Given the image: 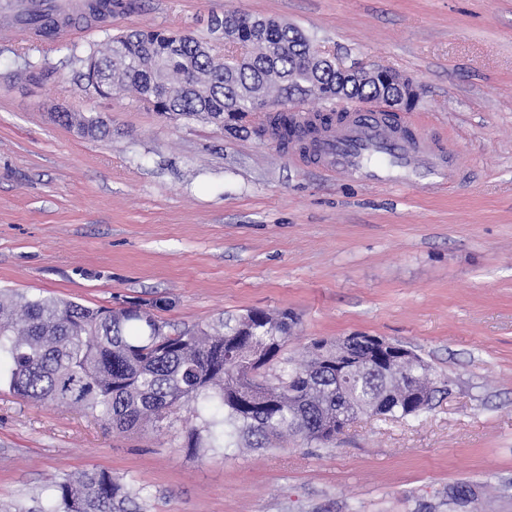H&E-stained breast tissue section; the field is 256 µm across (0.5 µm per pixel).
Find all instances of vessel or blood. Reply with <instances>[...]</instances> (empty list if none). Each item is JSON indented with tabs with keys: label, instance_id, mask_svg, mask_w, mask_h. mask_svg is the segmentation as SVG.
<instances>
[{
	"label": "vessel or blood",
	"instance_id": "1",
	"mask_svg": "<svg viewBox=\"0 0 512 512\" xmlns=\"http://www.w3.org/2000/svg\"><path fill=\"white\" fill-rule=\"evenodd\" d=\"M22 32L21 15L10 0H0V36ZM343 114V121L319 136L313 151L299 153V161H316L329 173L362 183L397 186L406 175L431 186L455 181L456 167L433 158L427 141L408 121L356 108L344 109Z\"/></svg>",
	"mask_w": 512,
	"mask_h": 512
}]
</instances>
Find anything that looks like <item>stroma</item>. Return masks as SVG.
I'll return each instance as SVG.
<instances>
[{"label": "stroma", "instance_id": "stroma-1", "mask_svg": "<svg viewBox=\"0 0 512 512\" xmlns=\"http://www.w3.org/2000/svg\"><path fill=\"white\" fill-rule=\"evenodd\" d=\"M233 10L296 27L338 66L413 77L406 117L461 181L364 185L295 163L259 112L232 133L84 92L81 57L107 34H202ZM60 112L111 119V139ZM0 290L134 305L173 333L288 310L282 357L378 336L438 387L419 415H362L329 445L198 453L188 411L119 433L1 382L0 512H36L52 480L95 467L141 512H512V0H132L69 42L0 41Z\"/></svg>", "mask_w": 512, "mask_h": 512}]
</instances>
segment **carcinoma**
I'll use <instances>...</instances> for the list:
<instances>
[{
	"mask_svg": "<svg viewBox=\"0 0 512 512\" xmlns=\"http://www.w3.org/2000/svg\"><path fill=\"white\" fill-rule=\"evenodd\" d=\"M85 20L104 22L112 0H90ZM39 35L58 18L36 13ZM245 48L240 59L223 61L213 44ZM85 89L100 97L131 91L162 114L208 120L224 113L233 127L250 112L279 105L271 124L280 140L295 136L288 120L294 94L336 99L332 61H319L298 29L235 11L212 15L207 34L131 29L86 55ZM112 70V83L103 73ZM60 118L83 136L112 137V125L80 112ZM294 317L249 311L218 325L170 334L165 323L137 309L90 308L60 298L0 296V369L18 396L76 405L118 431L144 424L163 429L178 410L194 413L189 448H270L289 437L328 444L357 414L407 417L429 406L433 389L427 365L407 352L395 369L374 372L361 365L347 382L336 375L334 342L318 340L301 363L282 367L276 383L262 380L288 341ZM126 485L112 473L87 469L54 480L39 512H139Z\"/></svg>",
	"mask_w": 512,
	"mask_h": 512,
	"instance_id": "1",
	"label": "carcinoma"
}]
</instances>
